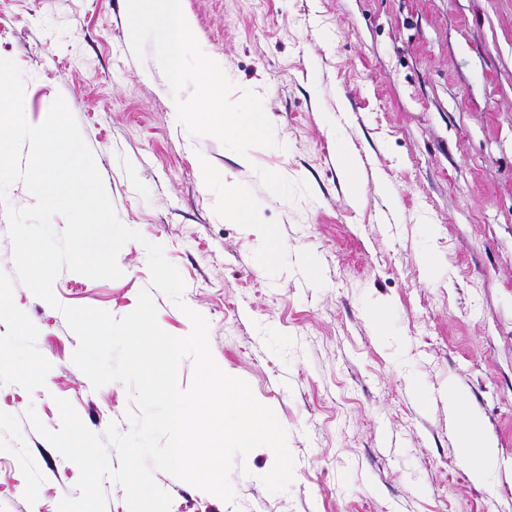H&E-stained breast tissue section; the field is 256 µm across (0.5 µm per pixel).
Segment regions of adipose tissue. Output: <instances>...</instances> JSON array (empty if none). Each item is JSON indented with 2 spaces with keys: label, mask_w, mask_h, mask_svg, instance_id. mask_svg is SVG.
Here are the masks:
<instances>
[{
  "label": "adipose tissue",
  "mask_w": 512,
  "mask_h": 512,
  "mask_svg": "<svg viewBox=\"0 0 512 512\" xmlns=\"http://www.w3.org/2000/svg\"><path fill=\"white\" fill-rule=\"evenodd\" d=\"M448 409L452 414L461 436V446L472 478L482 484L492 477L495 451L491 440L482 431L479 417L470 411L461 395L456 391L448 393Z\"/></svg>",
  "instance_id": "1"
}]
</instances>
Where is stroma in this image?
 I'll return each mask as SVG.
<instances>
[{
    "label": "stroma",
    "mask_w": 512,
    "mask_h": 512,
    "mask_svg": "<svg viewBox=\"0 0 512 512\" xmlns=\"http://www.w3.org/2000/svg\"><path fill=\"white\" fill-rule=\"evenodd\" d=\"M184 7L205 54L262 98L277 147L242 156L191 135L153 53H112L130 40L126 0H0L27 121L64 97L117 218L143 236L119 279L61 272L56 304L15 286L51 369L31 392L0 384V411L55 431L61 398L90 431L129 432L126 387L93 388L61 309L119 319L147 288L164 331L188 334L189 308L207 319L217 364L275 411L295 459L273 494L260 477L274 454L253 450L230 503L155 472L170 512H512V0ZM229 187L263 234L225 219ZM148 241L178 268L185 309L151 290ZM452 390L495 444L489 483L463 463ZM22 434L44 481L28 502L0 452V512H57L79 470L30 423Z\"/></svg>",
    "instance_id": "1"
}]
</instances>
